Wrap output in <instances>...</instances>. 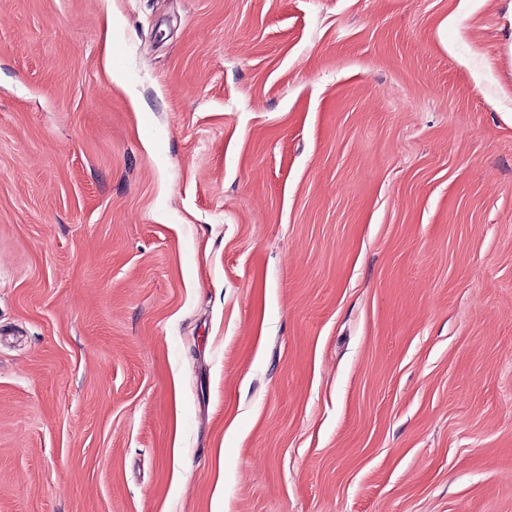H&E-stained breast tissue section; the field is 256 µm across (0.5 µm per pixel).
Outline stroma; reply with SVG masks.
Segmentation results:
<instances>
[{
    "label": "stroma",
    "instance_id": "1",
    "mask_svg": "<svg viewBox=\"0 0 512 512\" xmlns=\"http://www.w3.org/2000/svg\"><path fill=\"white\" fill-rule=\"evenodd\" d=\"M0 512H512V0H0Z\"/></svg>",
    "mask_w": 512,
    "mask_h": 512
}]
</instances>
